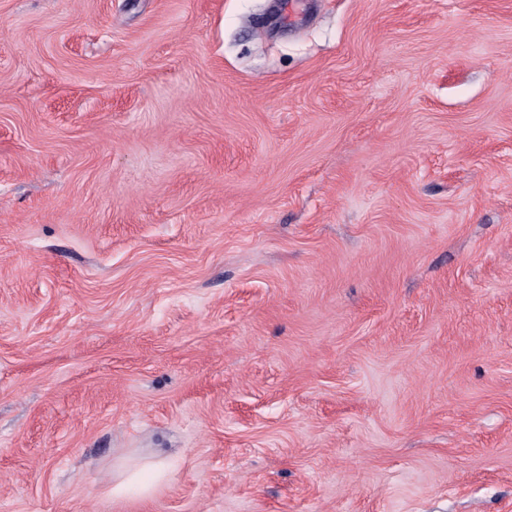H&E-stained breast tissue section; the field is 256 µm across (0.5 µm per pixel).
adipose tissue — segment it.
<instances>
[{
    "label": "adipose tissue",
    "mask_w": 512,
    "mask_h": 512,
    "mask_svg": "<svg viewBox=\"0 0 512 512\" xmlns=\"http://www.w3.org/2000/svg\"><path fill=\"white\" fill-rule=\"evenodd\" d=\"M171 479L172 471L163 457L153 455L137 460L123 459L112 467V483L107 493L115 499L131 495L149 499Z\"/></svg>",
    "instance_id": "1"
}]
</instances>
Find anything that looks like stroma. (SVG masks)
I'll use <instances>...</instances> for the list:
<instances>
[{
    "label": "stroma",
    "mask_w": 512,
    "mask_h": 512,
    "mask_svg": "<svg viewBox=\"0 0 512 512\" xmlns=\"http://www.w3.org/2000/svg\"><path fill=\"white\" fill-rule=\"evenodd\" d=\"M0 512H512V0H0ZM171 479L172 471L161 456L123 459L112 464V484L107 488V494L113 499L131 495L150 499L160 486L168 484Z\"/></svg>",
    "instance_id": "35a3bbf8"
}]
</instances>
